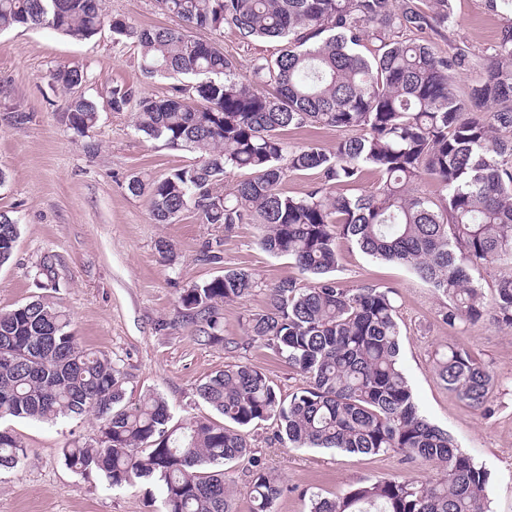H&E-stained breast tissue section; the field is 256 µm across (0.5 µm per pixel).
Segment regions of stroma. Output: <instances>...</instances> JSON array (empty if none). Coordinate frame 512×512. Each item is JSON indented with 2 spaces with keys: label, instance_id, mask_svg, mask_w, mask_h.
I'll return each mask as SVG.
<instances>
[{
  "label": "stroma",
  "instance_id": "1",
  "mask_svg": "<svg viewBox=\"0 0 512 512\" xmlns=\"http://www.w3.org/2000/svg\"><path fill=\"white\" fill-rule=\"evenodd\" d=\"M104 8L108 17L136 28L177 23L156 0H105ZM453 9L452 22L426 37L437 50L468 51L472 66L461 77L467 85L482 76L483 55L506 16L491 10L487 0H453ZM60 65L83 67L90 77L85 92L100 112L87 136L76 135L62 118L65 94L50 77ZM177 84L174 78L145 77L138 48L114 42L108 27L90 41L50 28L0 33V171L6 175L0 212L20 227L14 256L0 267V310L40 298L64 311L85 348L120 364L129 400L160 393L181 422L213 417L198 387L231 363L259 369L285 396L305 381L284 358L249 342L244 328L247 314L266 309L267 286L298 276L293 261L264 251L256 224L238 225L228 234L223 225L202 223L191 210L172 223H155L147 196L128 190L132 177L156 179L200 158L137 134L130 111L108 107L110 92L131 85L164 97ZM12 112L23 113V121L4 122ZM209 249L220 262L205 260ZM338 250L335 276L342 284L394 289L401 363L420 410L488 469L491 512H512V328L490 320L449 328L439 316L444 298L408 268L373 259L344 239ZM46 259L55 273L53 289L37 286V270ZM238 268L252 272L263 290L241 302L217 304L222 339L199 341L182 320L181 292ZM228 340L236 341V349H225ZM451 344L466 348L494 373L493 414L470 406L437 379L435 355ZM7 427L22 441L27 458L15 471L0 474V512H156L144 487L113 489L102 476L79 475L65 465L63 448L99 440L94 416L54 423L12 420ZM248 434L253 454L285 486L273 512H309L311 494L332 498L368 478L424 480L435 474L422 460L291 448L274 440L268 422L249 427Z\"/></svg>",
  "mask_w": 512,
  "mask_h": 512
}]
</instances>
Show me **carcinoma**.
Segmentation results:
<instances>
[{"mask_svg":"<svg viewBox=\"0 0 512 512\" xmlns=\"http://www.w3.org/2000/svg\"><path fill=\"white\" fill-rule=\"evenodd\" d=\"M178 27L135 28L113 19L112 33L140 49L144 75L188 82L165 98L131 86L112 88L110 106L136 102L134 129L173 149L204 157L148 181L128 183L168 224L194 210L205 224L262 226L261 247L292 259L306 276L268 288L267 308L245 318V332L284 356L307 385L283 398L264 373L238 363L210 376L199 397L223 421L171 424L157 392L125 401L124 377L107 355L82 347L62 311L34 299L0 311V421H54L72 414L101 420L98 442L62 449L72 470L102 474L114 488L147 481L158 512H234L225 466L249 452L243 430L274 420L290 448L363 455L395 454L435 466L427 480L378 477L328 499L312 494L310 512H490V473L429 422L414 402L399 362L400 327L393 290L348 288L334 272L336 240L415 271L446 299L451 327L488 312L512 328V18L484 58L482 79L458 87L471 68L467 51H438L422 37L448 23L452 0H157ZM103 0H0V30L48 27L89 40L104 26ZM236 31L249 43L273 40L276 52L254 57L250 77L202 29ZM52 79L67 94L64 120L84 137L98 121L96 102L80 92L87 72L59 66ZM319 126L344 133L336 145L286 146L281 132ZM314 170L320 186L301 196L283 189L290 172ZM376 186L334 194L364 171ZM241 173L232 188L224 177ZM425 177L438 194L415 192ZM20 234L0 213V266ZM500 269L491 304L476 273ZM262 283L247 270L183 290V318L202 337L220 340L214 307L240 302ZM438 378L470 405L488 409L492 372L450 346L435 361ZM26 448L0 428V472L16 469ZM284 492L255 462L253 512H272Z\"/></svg>","mask_w":512,"mask_h":512,"instance_id":"cac0c4a2","label":"carcinoma"}]
</instances>
